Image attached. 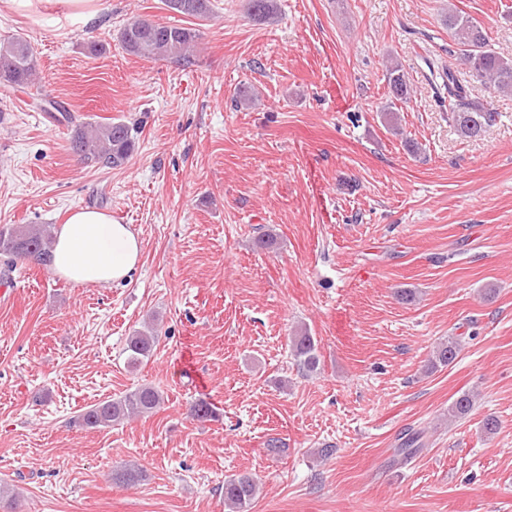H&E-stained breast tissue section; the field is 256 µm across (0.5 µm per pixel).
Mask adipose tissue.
<instances>
[{
	"label": "adipose tissue",
	"mask_w": 512,
	"mask_h": 512,
	"mask_svg": "<svg viewBox=\"0 0 512 512\" xmlns=\"http://www.w3.org/2000/svg\"><path fill=\"white\" fill-rule=\"evenodd\" d=\"M54 3L67 15L85 19L94 18L98 9V0H0V7L31 16L43 14ZM140 253L132 225L116 222L107 212L79 207L55 231L51 267L75 284H117L130 279Z\"/></svg>",
	"instance_id": "ef3b65f1"
}]
</instances>
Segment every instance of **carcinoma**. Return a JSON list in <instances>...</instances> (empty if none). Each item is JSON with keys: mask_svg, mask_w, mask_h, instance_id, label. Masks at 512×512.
Instances as JSON below:
<instances>
[{"mask_svg": "<svg viewBox=\"0 0 512 512\" xmlns=\"http://www.w3.org/2000/svg\"><path fill=\"white\" fill-rule=\"evenodd\" d=\"M164 6L185 18L206 21L212 15L211 0H164ZM245 12L258 20H272L277 14L276 0H244ZM448 35L457 46L462 64L480 79L485 88L498 93L512 92V56L491 48L479 21L448 9L444 16ZM200 29L183 25L157 23L143 17H133L120 31L123 49L130 55L151 60L166 61L189 67L195 63V52ZM35 60L28 40L22 35L0 39V83L8 87H21L33 83ZM436 99L448 112L450 123L460 136L477 138L494 120L493 113L472 97L469 86L448 68L433 71ZM386 79L391 98L384 112L394 119L397 104L411 100L414 89L402 64L386 68ZM137 129L123 121L105 123L83 122L75 126L70 139V150L88 167L108 168L124 165L136 147ZM50 235L40 224L0 229V255L12 260H34L50 263ZM294 360L307 373L319 369L318 344L307 330L297 331L290 340ZM154 336L136 332L127 339L128 364L136 367L152 356ZM459 345L453 338L440 343L434 350L430 367L447 366L455 361ZM164 398L152 386H140L118 399L103 400L77 417L81 427H108L132 417L152 413ZM475 407V396L464 392L448 408V418L460 419ZM189 416L199 422L215 418V410L206 401L198 400L188 408ZM424 447L423 432L408 428L399 438L397 455L409 461ZM255 479L242 473L224 481V507L229 512H248L256 497Z\"/></svg>", "mask_w": 512, "mask_h": 512, "instance_id": "obj_1", "label": "carcinoma"}]
</instances>
